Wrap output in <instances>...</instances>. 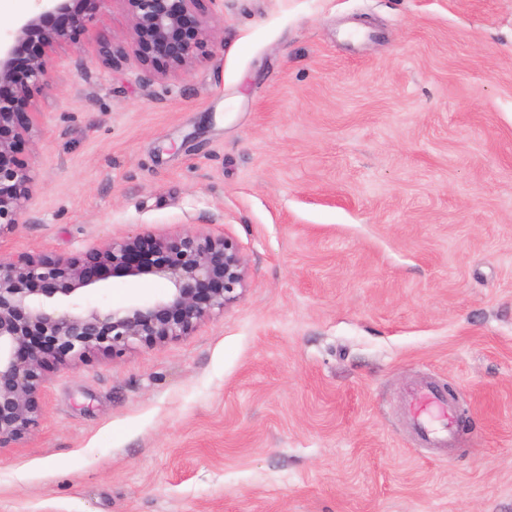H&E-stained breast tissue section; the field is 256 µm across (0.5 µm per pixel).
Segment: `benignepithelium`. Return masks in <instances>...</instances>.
I'll return each instance as SVG.
<instances>
[{
	"label": "benign epithelium",
	"mask_w": 512,
	"mask_h": 512,
	"mask_svg": "<svg viewBox=\"0 0 512 512\" xmlns=\"http://www.w3.org/2000/svg\"><path fill=\"white\" fill-rule=\"evenodd\" d=\"M39 2L41 11L17 22L11 41L0 43V84L13 85L18 98L53 87L52 56L112 0H83L80 11L71 8V0ZM123 2L132 19L127 44L95 36L106 59L129 46L143 60L161 54L171 68L185 69L198 61L204 45L223 40L224 30L198 14L197 0ZM48 14L59 17L57 27L43 28ZM31 131L18 124L12 102L0 99V230L23 223L37 182L35 168L14 155L15 139ZM114 278L163 280L167 292L112 306L84 302L87 291L106 288ZM245 289L246 263L238 246L221 235L194 231L162 239L140 233L112 238L78 257H1L0 441L34 424L50 363L187 336L235 304ZM34 336H47L58 348L32 349Z\"/></svg>",
	"instance_id": "7a95c632"
}]
</instances>
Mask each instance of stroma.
I'll return each mask as SVG.
<instances>
[{
	"label": "stroma",
	"instance_id": "obj_1",
	"mask_svg": "<svg viewBox=\"0 0 512 512\" xmlns=\"http://www.w3.org/2000/svg\"><path fill=\"white\" fill-rule=\"evenodd\" d=\"M199 11L224 41L184 71L61 51L0 256L192 230L247 288L188 336L51 365L0 512H512V0ZM421 380L463 409L451 456L415 440Z\"/></svg>",
	"mask_w": 512,
	"mask_h": 512
}]
</instances>
